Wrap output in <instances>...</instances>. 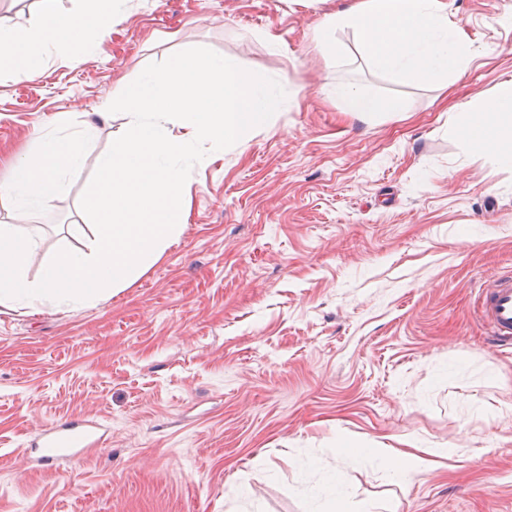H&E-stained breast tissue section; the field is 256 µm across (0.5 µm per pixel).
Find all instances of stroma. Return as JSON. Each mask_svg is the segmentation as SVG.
I'll return each instance as SVG.
<instances>
[{
	"instance_id": "obj_1",
	"label": "stroma",
	"mask_w": 512,
	"mask_h": 512,
	"mask_svg": "<svg viewBox=\"0 0 512 512\" xmlns=\"http://www.w3.org/2000/svg\"><path fill=\"white\" fill-rule=\"evenodd\" d=\"M348 0H127L100 48L49 43L0 72V180L55 132L86 131L80 176L37 209L0 194L37 277L84 247L79 201L130 117L101 120L145 66L207 47L280 82L264 129L208 151L180 235L119 292L83 306H0V512H512V347L472 302L512 270V168L451 127L512 81V0H447L474 59L448 85L372 66L352 29L327 65L316 28ZM404 99L359 119L335 90ZM93 418L79 459L32 461L41 429ZM409 439L445 466L401 484L380 460Z\"/></svg>"
}]
</instances>
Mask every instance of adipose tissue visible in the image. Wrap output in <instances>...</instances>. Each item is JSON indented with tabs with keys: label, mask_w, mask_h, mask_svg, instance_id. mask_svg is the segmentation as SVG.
<instances>
[{
	"label": "adipose tissue",
	"mask_w": 512,
	"mask_h": 512,
	"mask_svg": "<svg viewBox=\"0 0 512 512\" xmlns=\"http://www.w3.org/2000/svg\"><path fill=\"white\" fill-rule=\"evenodd\" d=\"M86 2L82 11L65 13L56 0H41L36 25L20 34L1 28L0 69L36 70L44 62L48 43L78 44L91 33L105 37L122 17L123 0ZM344 27L354 30L373 65L397 80L446 82L473 54L464 31L449 24L444 0H350L317 34L325 61L334 60V34ZM336 95L344 111L357 117L405 109L400 98L381 97L350 83L339 84ZM462 130L476 148L494 152L503 166L512 168V82L499 84L472 105L464 114ZM83 145L80 135L46 137L36 158H21L13 164L6 189L23 205L45 204L56 196L61 175H79ZM381 454L393 472L409 483L435 469L445 451L436 448L426 457L387 447Z\"/></svg>",
	"instance_id": "adipose-tissue-1"
}]
</instances>
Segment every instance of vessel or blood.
Here are the masks:
<instances>
[{
  "instance_id": "b4317fda",
  "label": "vessel or blood",
  "mask_w": 512,
  "mask_h": 512,
  "mask_svg": "<svg viewBox=\"0 0 512 512\" xmlns=\"http://www.w3.org/2000/svg\"><path fill=\"white\" fill-rule=\"evenodd\" d=\"M477 309L492 339L512 343V272L501 273L481 289ZM101 429L96 422L81 420L45 429L40 434L39 462L54 467L64 460L79 457L83 449L96 445Z\"/></svg>"
}]
</instances>
